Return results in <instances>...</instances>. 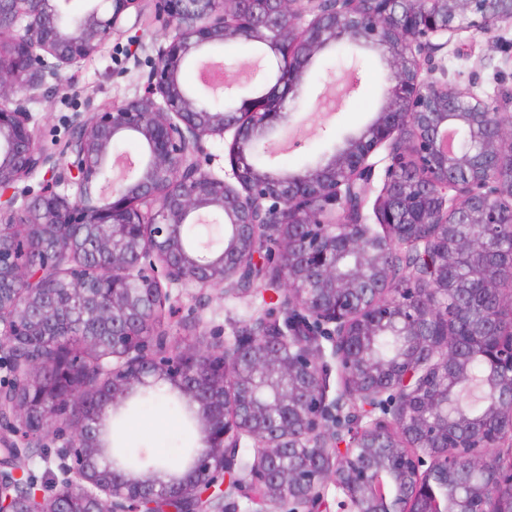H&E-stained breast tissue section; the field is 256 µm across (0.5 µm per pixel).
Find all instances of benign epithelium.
<instances>
[{"instance_id": "1", "label": "benign epithelium", "mask_w": 512, "mask_h": 512, "mask_svg": "<svg viewBox=\"0 0 512 512\" xmlns=\"http://www.w3.org/2000/svg\"><path fill=\"white\" fill-rule=\"evenodd\" d=\"M142 2L90 0L67 28L56 22L62 0H0V394L16 364L27 378L46 374L47 356L16 357L12 337L40 335L50 278L81 300L84 336L100 353L53 411L66 422L33 432L0 418L1 446L34 448L48 463L54 448L60 472L30 499L22 471L0 463V512H229L240 499L253 512H512V380L476 385L470 357L451 346L465 331L485 348L495 318L448 321L460 288L449 267L492 249L512 266V245L499 246L500 224L512 222V88L480 96L448 81L441 55L464 33L511 29L512 0H153L164 42L143 94L78 113L61 156L44 151L21 96L124 33ZM237 40L265 45L286 67L272 80L255 74L262 94L227 86L231 107L205 110L182 68ZM338 44L382 66L377 117L300 173L257 167L255 144L288 123L287 100ZM227 133L220 177L207 144ZM127 136L148 156L107 182L112 147ZM42 170L50 178L18 194ZM34 228L40 262L26 260ZM91 244L110 255L107 272L82 261ZM468 278L512 305L498 277L473 268ZM175 289L194 290L185 316ZM210 291L276 302L230 340L200 329ZM148 314L180 317V343L142 328ZM383 334L397 339L387 360L373 352ZM485 360L512 372V336L493 340ZM157 387L187 404L199 439L181 470L135 476L105 449L101 407ZM450 393L482 406L458 416L456 443Z\"/></svg>"}]
</instances>
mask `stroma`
I'll list each match as a JSON object with an SVG mask.
<instances>
[{
    "label": "stroma",
    "mask_w": 512,
    "mask_h": 512,
    "mask_svg": "<svg viewBox=\"0 0 512 512\" xmlns=\"http://www.w3.org/2000/svg\"><path fill=\"white\" fill-rule=\"evenodd\" d=\"M161 34L147 2L141 17L130 22L126 33L113 36L80 67L59 78L47 77L44 84L28 92L27 106L40 143L48 150H58L76 113L142 93L144 76L155 58L154 46ZM507 49L512 51V29L494 37L477 35L464 39L460 46H449V80L464 85L472 82L478 92L492 94L498 84L493 64ZM382 100L383 75L376 59L350 56L341 47L325 53L295 102L292 119L302 126L300 141L278 154L274 166L285 173L302 171L346 136L373 121ZM264 306L259 296L227 299L215 295L199 313L205 329L221 331L228 337ZM113 436L124 446L146 453L163 450L173 456L179 453L180 440H198L197 435L183 429L176 412L161 402L140 408L126 403L113 423Z\"/></svg>",
    "instance_id": "1"
}]
</instances>
